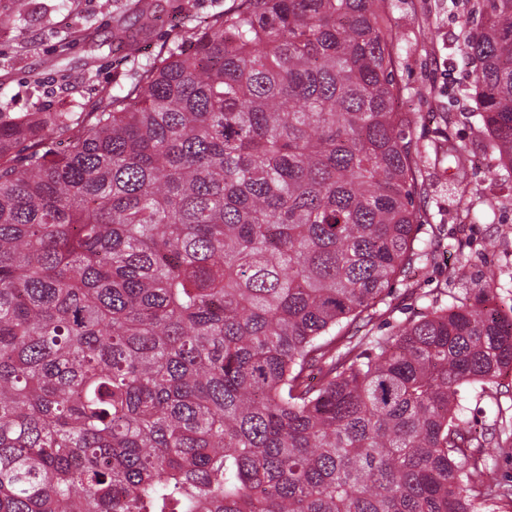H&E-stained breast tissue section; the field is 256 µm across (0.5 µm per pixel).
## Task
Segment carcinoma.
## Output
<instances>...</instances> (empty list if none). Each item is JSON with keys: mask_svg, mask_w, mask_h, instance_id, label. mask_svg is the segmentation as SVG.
Here are the masks:
<instances>
[{"mask_svg": "<svg viewBox=\"0 0 512 512\" xmlns=\"http://www.w3.org/2000/svg\"><path fill=\"white\" fill-rule=\"evenodd\" d=\"M388 0H233L90 112L0 116V512H495L492 284L434 247ZM458 45L512 177V0ZM29 145L22 164L12 155ZM467 406L469 407L468 415L477 428H488L492 424L495 413L497 412L496 401L490 397H477L474 392L467 390Z\"/></svg>", "mask_w": 512, "mask_h": 512, "instance_id": "obj_1", "label": "carcinoma"}]
</instances>
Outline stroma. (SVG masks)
Instances as JSON below:
<instances>
[{
    "mask_svg": "<svg viewBox=\"0 0 512 512\" xmlns=\"http://www.w3.org/2000/svg\"><path fill=\"white\" fill-rule=\"evenodd\" d=\"M134 2L30 0L25 16L11 20V0H0V112L88 110L101 91L134 83L161 46L232 0H155L160 18L150 25ZM482 11L483 0H389L397 108L410 118L407 143L421 171L413 202L427 219L417 237L438 248L434 262L393 282L373 321L379 336L417 318L460 265L467 287L493 282L495 303L512 309V183L501 180L476 114L473 66L457 50L464 24H477ZM120 31L136 39V52L116 49ZM451 147L469 159L460 186L443 156Z\"/></svg>",
    "mask_w": 512,
    "mask_h": 512,
    "instance_id": "1",
    "label": "stroma"
}]
</instances>
